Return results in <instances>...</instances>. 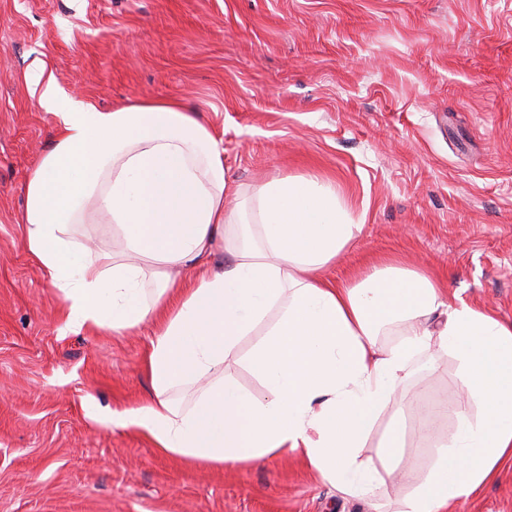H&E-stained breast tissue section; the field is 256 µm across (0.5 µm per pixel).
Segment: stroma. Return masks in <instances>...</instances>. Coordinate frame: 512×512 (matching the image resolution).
Wrapping results in <instances>:
<instances>
[{
	"label": "stroma",
	"mask_w": 512,
	"mask_h": 512,
	"mask_svg": "<svg viewBox=\"0 0 512 512\" xmlns=\"http://www.w3.org/2000/svg\"><path fill=\"white\" fill-rule=\"evenodd\" d=\"M35 68L99 109L181 100L246 191L280 174L334 183L362 231L327 280L392 258L512 324V0H0V512H393L410 483L387 480L369 504L291 455L197 466L112 426L151 395L154 325L67 328L27 251L25 185L57 126ZM264 332L224 365L258 401L245 359ZM427 399L449 411L432 440ZM460 399L456 360L420 359L363 457L399 417L401 464L423 476ZM452 512H512V465Z\"/></svg>",
	"instance_id": "stroma-1"
}]
</instances>
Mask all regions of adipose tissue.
Here are the masks:
<instances>
[{
	"label": "adipose tissue",
	"instance_id": "ef3b65f1",
	"mask_svg": "<svg viewBox=\"0 0 512 512\" xmlns=\"http://www.w3.org/2000/svg\"><path fill=\"white\" fill-rule=\"evenodd\" d=\"M29 81L58 124L26 183L25 243L62 295L66 326L120 333L156 324L146 356L153 395L113 413V426L205 465L293 453L345 497L365 499L385 483L379 464L397 465L403 446L396 420L378 459L362 458L373 423L413 377L414 361L437 349L457 361L465 405L401 512H448L512 463V325L448 304L436 280L395 261L353 283L323 279L361 231L332 182L285 175L247 199L227 175L220 140L181 103L101 111L59 92L43 70ZM90 207L121 235L120 253L75 240ZM222 237L230 261L213 269L206 260ZM175 269L196 276L178 287ZM263 323L249 358L268 391L257 402L220 373ZM393 326L399 340L378 350ZM207 374L215 382L190 406L173 398Z\"/></svg>",
	"mask_w": 512,
	"mask_h": 512
}]
</instances>
